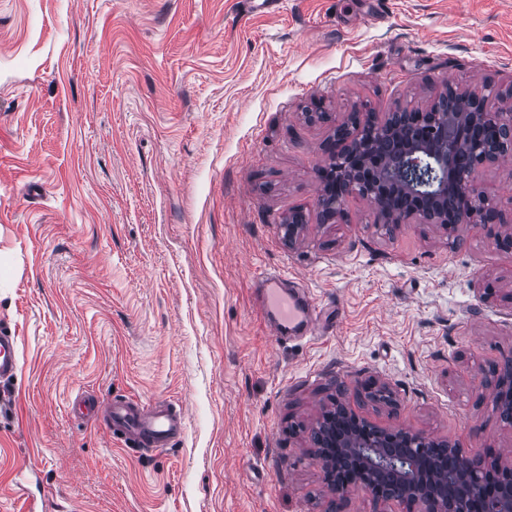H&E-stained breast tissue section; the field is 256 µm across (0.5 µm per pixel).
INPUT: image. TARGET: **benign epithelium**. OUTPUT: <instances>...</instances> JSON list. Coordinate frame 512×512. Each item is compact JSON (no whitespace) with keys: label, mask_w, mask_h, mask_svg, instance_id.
Returning <instances> with one entry per match:
<instances>
[{"label":"benign epithelium","mask_w":512,"mask_h":512,"mask_svg":"<svg viewBox=\"0 0 512 512\" xmlns=\"http://www.w3.org/2000/svg\"><path fill=\"white\" fill-rule=\"evenodd\" d=\"M499 96L491 84L467 92L447 83L434 103L414 114L349 113L326 145L328 169L318 174L322 181L330 169L344 182L320 189L323 220L345 219L347 198L355 194L372 205L377 223L390 228L427 221L454 244L467 224L496 226L495 244L512 249V231L501 230L505 222L478 180L482 167L512 152V111L488 106ZM475 124L491 128L494 142H471L468 131ZM461 151L472 155L465 171L455 165ZM305 227L300 210L289 212L281 225L290 244ZM493 374L492 405L511 426L512 356ZM315 432L316 457L334 506L356 484L376 504L396 501L419 505L422 512H512V463L465 456L446 439L379 426L339 400L323 409Z\"/></svg>","instance_id":"7a95c632"}]
</instances>
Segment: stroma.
Returning <instances> with one entry per match:
<instances>
[{
	"instance_id": "stroma-1",
	"label": "stroma",
	"mask_w": 512,
	"mask_h": 512,
	"mask_svg": "<svg viewBox=\"0 0 512 512\" xmlns=\"http://www.w3.org/2000/svg\"><path fill=\"white\" fill-rule=\"evenodd\" d=\"M448 81L512 90V0H0V512H327L310 430L334 397L512 459L483 387L512 356V252L317 207L334 122ZM479 178L511 216L512 159ZM262 271L308 292L316 335L273 334ZM81 394L183 405L185 431L125 447ZM16 339L11 332L2 329L0 332V375L13 372L16 368Z\"/></svg>"
}]
</instances>
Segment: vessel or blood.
Here are the masks:
<instances>
[{"mask_svg": "<svg viewBox=\"0 0 512 512\" xmlns=\"http://www.w3.org/2000/svg\"><path fill=\"white\" fill-rule=\"evenodd\" d=\"M257 309L279 336L309 334L315 328V308L300 290L287 287L279 276L262 279ZM16 367V339L9 331L0 332V375ZM77 409L102 418L110 437L140 448H165L184 428L183 408L171 404L148 405L138 400H81Z\"/></svg>", "mask_w": 512, "mask_h": 512, "instance_id": "obj_1", "label": "vessel or blood"}]
</instances>
